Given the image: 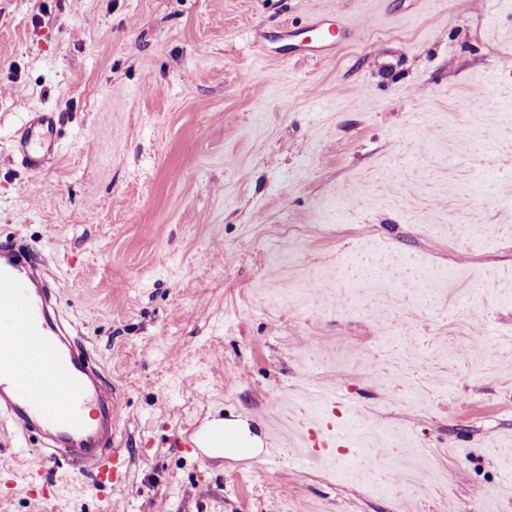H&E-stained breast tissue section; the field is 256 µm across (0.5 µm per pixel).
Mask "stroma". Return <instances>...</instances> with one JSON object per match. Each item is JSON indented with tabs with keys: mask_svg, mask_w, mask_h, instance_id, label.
<instances>
[{
	"mask_svg": "<svg viewBox=\"0 0 512 512\" xmlns=\"http://www.w3.org/2000/svg\"><path fill=\"white\" fill-rule=\"evenodd\" d=\"M319 15L355 38L289 60ZM46 111L34 174L14 140ZM9 236L106 367L131 472L34 501L8 479L40 442L0 425V512H512V0H0ZM227 418L253 462L176 446ZM58 122L56 112H41L27 120L18 151L23 163L33 172H40L49 162L59 160Z\"/></svg>",
	"mask_w": 512,
	"mask_h": 512,
	"instance_id": "35a3bbf8",
	"label": "stroma"
}]
</instances>
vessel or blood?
<instances>
[{
    "instance_id": "obj_1",
    "label": "vessel or blood",
    "mask_w": 512,
    "mask_h": 512,
    "mask_svg": "<svg viewBox=\"0 0 512 512\" xmlns=\"http://www.w3.org/2000/svg\"><path fill=\"white\" fill-rule=\"evenodd\" d=\"M311 58L326 59L348 36L333 18L312 19L306 28ZM56 113L31 116L18 141L23 163L39 172L60 153ZM0 419L42 439L54 465L89 473L96 485L123 488L128 458L116 443L119 417L103 367L85 349L73 324L59 311L58 292L44 262L25 243L0 241ZM185 448H221L228 457L251 460L233 425L199 433L188 429Z\"/></svg>"
}]
</instances>
